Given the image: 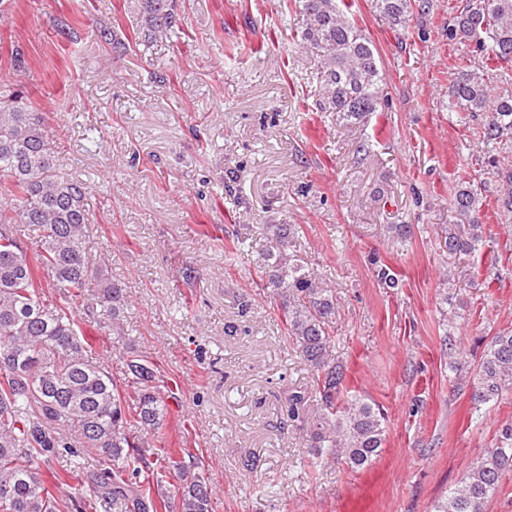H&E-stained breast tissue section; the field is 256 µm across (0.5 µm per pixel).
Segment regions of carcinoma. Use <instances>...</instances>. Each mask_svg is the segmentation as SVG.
Returning <instances> with one entry per match:
<instances>
[{
    "instance_id": "obj_1",
    "label": "carcinoma",
    "mask_w": 512,
    "mask_h": 512,
    "mask_svg": "<svg viewBox=\"0 0 512 512\" xmlns=\"http://www.w3.org/2000/svg\"><path fill=\"white\" fill-rule=\"evenodd\" d=\"M302 47L320 70L323 110L345 126L365 125L385 105L383 75L372 41L351 19L353 0H288ZM389 27H404L430 0H373ZM143 42L180 32L172 0H141ZM448 35L473 46L482 59L467 66L448 86V110L487 114L485 145L512 135V94L495 96L492 83L508 76L512 63V0H465ZM469 219L468 235L448 231L450 253L468 254L480 240L478 189L462 184L453 198ZM92 193L58 163L57 145L23 87L0 75V512H60L66 492L45 490L41 466L63 453L81 465L83 449L95 448L106 467L87 487L125 512H167L168 495L154 483L160 469L183 476L178 512H213L214 490L196 472L199 458L188 448L158 446L156 434L168 413L157 385V368L136 353L116 370L100 361L83 333L74 307L46 298L53 288L72 301L97 294L91 310L99 334H124V289L108 270L89 265L86 227L92 222ZM32 233L30 243L21 230ZM292 224H277L262 253L265 284L279 300L288 337L313 371L316 410L311 412L314 458H335L353 471L372 466L385 442V416L374 405L344 398L347 367L336 360L328 328L336 297L288 253ZM374 276L382 288L399 287L381 264ZM476 406L512 393V330L490 337L469 371ZM512 473V424L468 467L458 484L436 501L433 512H485L486 504Z\"/></svg>"
}]
</instances>
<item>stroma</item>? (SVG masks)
<instances>
[{"label": "stroma", "instance_id": "obj_1", "mask_svg": "<svg viewBox=\"0 0 512 512\" xmlns=\"http://www.w3.org/2000/svg\"><path fill=\"white\" fill-rule=\"evenodd\" d=\"M462 0L390 28L372 0L353 18L373 42L386 102L361 126L322 111L319 70L299 46L283 0H174L184 33L135 45L140 0H11L0 43L17 46L20 78L66 171L95 203L90 265L111 257L125 288L124 334L88 338L100 356H147L173 393L170 443L208 463L215 512H433L468 466L512 423V396L475 408L466 371L490 336L512 330V211L501 174L512 135L483 147V118L448 109V85L470 48L449 39ZM110 27L130 51L100 36ZM370 141V154L358 146ZM481 192L482 240L448 253L462 183ZM275 224L300 231L288 249L331 288L346 396L378 405L386 442L371 467L314 462L307 416L312 374L260 287L259 255ZM411 227L408 238L390 233ZM389 264L402 286L373 276ZM455 342L449 354L444 337ZM98 451L43 469L82 512H120L85 496Z\"/></svg>", "mask_w": 512, "mask_h": 512}]
</instances>
